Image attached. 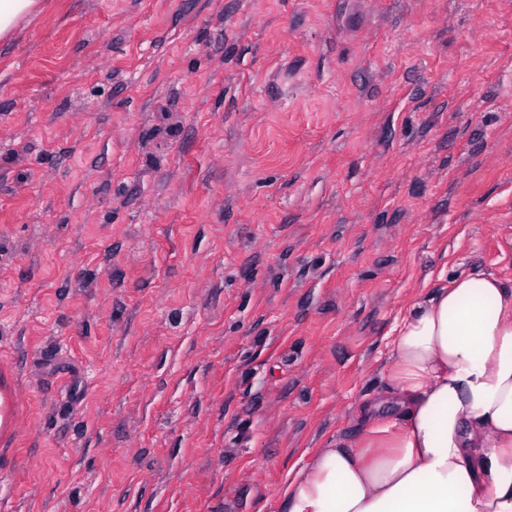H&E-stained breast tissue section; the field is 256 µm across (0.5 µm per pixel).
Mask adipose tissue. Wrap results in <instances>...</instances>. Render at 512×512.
<instances>
[{
    "label": "adipose tissue",
    "mask_w": 512,
    "mask_h": 512,
    "mask_svg": "<svg viewBox=\"0 0 512 512\" xmlns=\"http://www.w3.org/2000/svg\"><path fill=\"white\" fill-rule=\"evenodd\" d=\"M358 426L289 472L279 512H512V287L461 275L411 305Z\"/></svg>",
    "instance_id": "obj_1"
}]
</instances>
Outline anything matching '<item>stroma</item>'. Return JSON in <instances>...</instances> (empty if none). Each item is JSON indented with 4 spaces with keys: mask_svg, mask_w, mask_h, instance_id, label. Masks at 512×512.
Instances as JSON below:
<instances>
[{
    "mask_svg": "<svg viewBox=\"0 0 512 512\" xmlns=\"http://www.w3.org/2000/svg\"><path fill=\"white\" fill-rule=\"evenodd\" d=\"M470 273L512 286V0H42L0 40V512H276Z\"/></svg>",
    "mask_w": 512,
    "mask_h": 512,
    "instance_id": "1",
    "label": "stroma"
}]
</instances>
